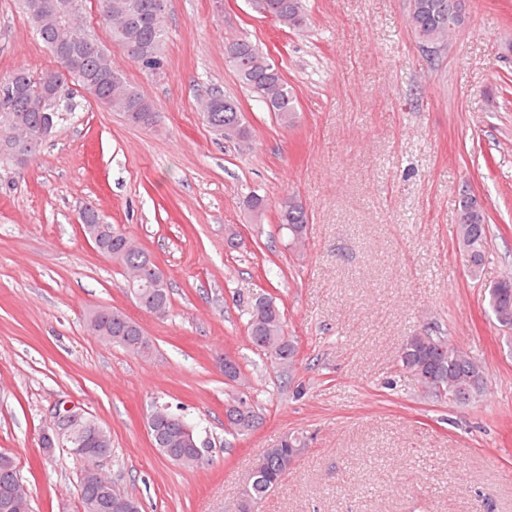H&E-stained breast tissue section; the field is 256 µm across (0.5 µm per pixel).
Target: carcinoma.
Here are the masks:
<instances>
[{
    "label": "carcinoma",
    "instance_id": "carcinoma-1",
    "mask_svg": "<svg viewBox=\"0 0 512 512\" xmlns=\"http://www.w3.org/2000/svg\"><path fill=\"white\" fill-rule=\"evenodd\" d=\"M73 0H20L28 22L53 57L67 50L77 58L67 72L46 69L39 73L15 68L0 74V163L18 164L13 135L24 132L33 147L28 159L35 158L48 140L59 120L65 87L73 82L81 92L101 108L120 113L126 121L144 128L157 125L159 112L152 99L139 86L129 82L109 49L83 18H67ZM255 10L270 16L278 25L301 34L308 28L306 0H252ZM455 0H410L407 24L424 45L443 44L453 32ZM167 0H100V18L113 43L120 46L127 59L145 72L156 76L165 65ZM224 59L239 82L256 95L277 123L291 128L298 118V104L293 89L284 80L278 65L248 36L239 35L224 44ZM203 119L207 127L224 141L247 145L251 129L241 104L219 90H212L203 101ZM253 223L260 224L268 209L267 199L254 192L242 199ZM280 229L287 231L289 246L300 250L305 246L308 212L294 195L277 205ZM458 213L465 214V223L458 225L459 243L471 253L467 272L471 279L480 278L487 260L488 216L476 209L467 195H462ZM85 236L96 235L103 250L112 253V262L119 265L126 280L127 291L136 305L149 312L158 307L168 312L169 283L151 255L132 237L117 230L101 218L94 206L78 212ZM487 314L502 328L512 330V277H503L487 288ZM263 313H249L247 337L251 345L263 352L272 366L289 369L298 360V346L288 334L284 313L273 297L266 296ZM86 322L92 333L104 342L142 357L153 356L156 346L140 324L124 311L110 306L90 309ZM400 369L412 375L425 395L438 401L460 404L484 396L488 377L484 366L471 358L457 344L435 336L429 330L415 332L404 340L398 354ZM162 442L155 449L180 466L194 468L202 460L201 441L196 426L184 416L171 422L164 417L154 419ZM253 418L228 421V431L245 438L258 427ZM103 430V438L87 456L107 458L112 454V434L97 420L84 416L78 428L91 432ZM304 438L288 434L255 459L250 481L240 491L239 512H253L252 505L272 488L280 485L293 462L305 451ZM20 481L14 458L0 453V512H31L30 496L24 492L12 495ZM82 512H143L138 498L121 500L119 492L101 485L88 468H83L78 484Z\"/></svg>",
    "mask_w": 512,
    "mask_h": 512
}]
</instances>
